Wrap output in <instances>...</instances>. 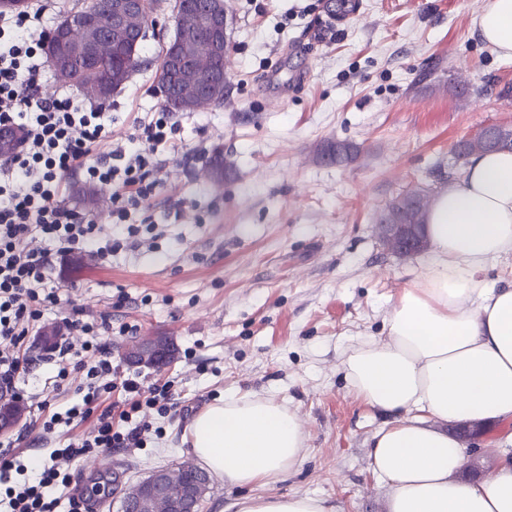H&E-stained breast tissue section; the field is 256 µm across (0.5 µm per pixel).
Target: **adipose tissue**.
<instances>
[{
    "instance_id": "obj_1",
    "label": "adipose tissue",
    "mask_w": 512,
    "mask_h": 512,
    "mask_svg": "<svg viewBox=\"0 0 512 512\" xmlns=\"http://www.w3.org/2000/svg\"><path fill=\"white\" fill-rule=\"evenodd\" d=\"M473 31L512 59V0H486ZM432 255L398 294L385 339L352 346L343 368L352 394L390 415L370 468L388 512H512V457L495 477L460 473L464 446L437 421L512 419V281L483 274L512 255V151L472 157L441 192L426 224ZM195 460L228 484L251 488L299 463L306 433L287 405L250 394L217 399L189 425ZM237 512H333L319 497L245 496Z\"/></svg>"
}]
</instances>
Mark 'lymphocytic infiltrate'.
I'll list each match as a JSON object with an SVG mask.
<instances>
[{
	"instance_id": "lymphocytic-infiltrate-1",
	"label": "lymphocytic infiltrate",
	"mask_w": 512,
	"mask_h": 512,
	"mask_svg": "<svg viewBox=\"0 0 512 512\" xmlns=\"http://www.w3.org/2000/svg\"><path fill=\"white\" fill-rule=\"evenodd\" d=\"M45 13L42 0H33L25 12L0 14V128L23 134L18 149L0 163V388L9 389L26 336L58 300L49 286L53 255L89 250L104 259L122 247H137L139 230L129 218L155 188L151 152L113 141L101 108L67 90L44 94L49 64L43 45L25 36L41 27ZM79 173L112 185L111 224L95 223L65 206L69 181ZM72 326L86 340L78 348L57 347L51 360L59 367L58 378L67 376L71 358L85 352L92 359L88 378L111 377L119 397L101 412L93 439L53 449L50 465L35 481L24 480L20 459L0 461V506L6 512H56V492L70 484L79 458L146 446L153 425L140 418V410L169 411L167 386L145 388L121 378L110 352L97 341L100 324L76 320Z\"/></svg>"
}]
</instances>
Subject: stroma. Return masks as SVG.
I'll use <instances>...</instances> for the list:
<instances>
[{
    "label": "stroma",
    "mask_w": 512,
    "mask_h": 512,
    "mask_svg": "<svg viewBox=\"0 0 512 512\" xmlns=\"http://www.w3.org/2000/svg\"><path fill=\"white\" fill-rule=\"evenodd\" d=\"M358 2V15L335 26L328 0H226V99L175 114L181 141L158 150V184L133 215L153 232L103 261L88 252L63 260L53 274L59 299L44 322L105 318L179 348L166 368L140 370L124 364L122 336L101 337L125 377L170 385L169 414H146L161 435L99 456L124 464L129 480L192 460V417L249 393L286 404L307 437L293 471L251 492L386 512L368 453L387 417L350 393L342 361L353 345L384 336L398 293L430 254L383 248L377 218L407 189L439 194L457 139L512 124V97L499 95L512 84V59L472 33L485 0ZM174 27L171 12L156 14L142 65L103 102L115 140L163 109L157 69ZM452 81L467 84L468 96L449 92ZM328 140L355 142L361 154L348 166L323 163L316 149ZM200 147L223 152V177L212 176L207 154L195 157ZM34 341L25 339L17 382L34 403L28 434L2 435L0 448L41 462L94 434L112 395L108 378L98 379L101 397L86 417L41 438L43 422L80 400L88 379L72 365L60 390L47 388L58 368Z\"/></svg>",
    "instance_id": "obj_1"
}]
</instances>
